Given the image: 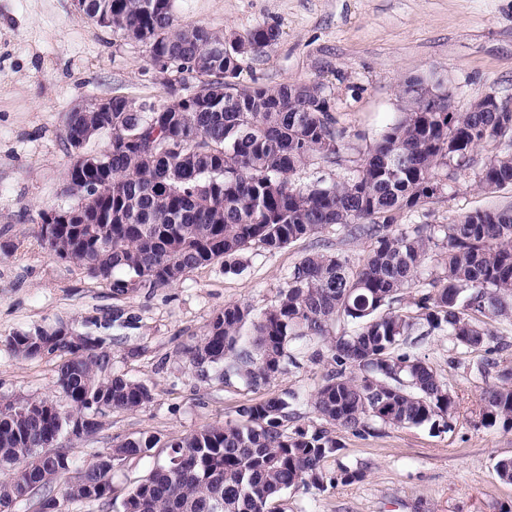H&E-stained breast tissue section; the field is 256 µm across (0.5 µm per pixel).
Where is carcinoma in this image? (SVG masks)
Returning a JSON list of instances; mask_svg holds the SVG:
<instances>
[{"label": "carcinoma", "instance_id": "obj_1", "mask_svg": "<svg viewBox=\"0 0 512 512\" xmlns=\"http://www.w3.org/2000/svg\"><path fill=\"white\" fill-rule=\"evenodd\" d=\"M108 6L112 33L145 46L149 65L171 60L178 78L163 85L159 103L112 98V111L88 107L66 118L63 139L88 142L107 131L104 168L85 183L65 180L74 199L68 224L39 225L49 255L110 283L112 293L166 288L190 272L226 267L258 243L274 254L336 227L372 241L355 262L342 252L314 250L284 276L277 299L257 312L229 303L217 311L200 343L186 351L198 377L238 380L251 390L300 367L298 356L331 369L306 404L339 431L368 433L376 425L436 424L455 400L437 369L403 347L420 328L446 332L459 345L482 347L488 321L512 316V203L476 210L448 224L397 223L471 174L489 193L512 185V110L433 112L417 92L428 82L401 85L403 109L370 146L357 168L326 185H298L296 173L334 164L343 147L332 99L319 83L255 84L237 89L243 60L232 42L267 52L274 26L235 39L207 26H180L173 0H86L84 18L97 22ZM206 61L204 78L188 85L184 72ZM443 252L427 265L430 246ZM415 292L416 310L398 307ZM21 359L59 354L56 384L65 404L38 398L0 410V507L23 495L37 512L57 498V478L74 472L62 497L98 501L115 512H286L288 490L363 477L326 459L340 442L314 425L294 433L297 396L240 405L237 419L165 439L144 432L71 470L60 443L77 419L84 436L113 411H138L152 387L111 370V355L92 341L80 346L68 330L35 329L8 339ZM481 423L512 427V369L481 396ZM159 450L164 459L119 498L112 470ZM224 508L214 511L215 496Z\"/></svg>", "mask_w": 512, "mask_h": 512}]
</instances>
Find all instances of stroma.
<instances>
[{
  "instance_id": "stroma-1",
  "label": "stroma",
  "mask_w": 512,
  "mask_h": 512,
  "mask_svg": "<svg viewBox=\"0 0 512 512\" xmlns=\"http://www.w3.org/2000/svg\"><path fill=\"white\" fill-rule=\"evenodd\" d=\"M174 9L188 27L238 34L278 27L267 53L243 59L239 85L323 84L345 147L338 164L299 171L302 184L357 165L399 115L406 78L443 80L459 112L488 91L512 101V0H174ZM145 65L144 46L84 19L73 0H0V404L62 399L59 357L21 360L8 344L35 328L91 334L110 351L113 372L148 383L154 394L146 408L111 413L97 434L66 441L78 466L143 432L179 437L236 419L251 399L307 394L325 371L306 361L255 392L238 382H201L182 355L224 304L258 311L273 304L283 275L311 251V240L273 255L256 245L232 268L202 267L173 287L118 298L42 245L39 210L71 203L62 193L68 112L112 96L163 100ZM510 201L512 186L488 193L463 176L423 213L403 212L398 221L446 224ZM492 329L478 349L437 332L412 336L409 351L431 362L455 397L448 427L336 432L342 449L326 471L344 464L361 469L362 479L289 492L288 512H512V484L495 472L498 459L512 457V428L483 426L479 414L498 368L512 365V321L498 320Z\"/></svg>"
}]
</instances>
